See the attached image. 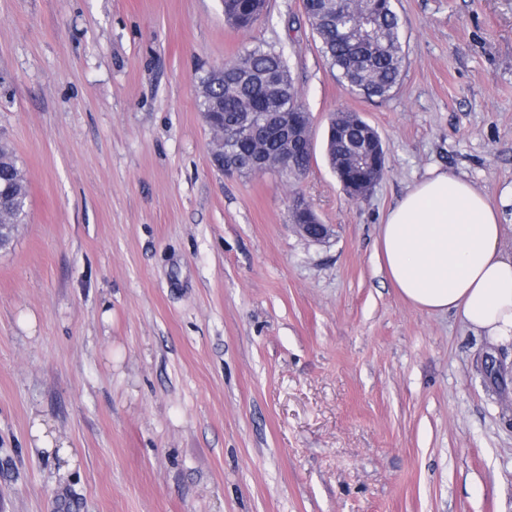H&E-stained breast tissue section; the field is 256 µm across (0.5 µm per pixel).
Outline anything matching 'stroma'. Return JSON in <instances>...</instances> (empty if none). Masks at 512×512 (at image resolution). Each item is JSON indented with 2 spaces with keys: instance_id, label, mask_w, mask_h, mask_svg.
<instances>
[{
  "instance_id": "stroma-1",
  "label": "stroma",
  "mask_w": 512,
  "mask_h": 512,
  "mask_svg": "<svg viewBox=\"0 0 512 512\" xmlns=\"http://www.w3.org/2000/svg\"><path fill=\"white\" fill-rule=\"evenodd\" d=\"M385 100L329 70L302 0L250 30L223 0H0V136L29 186L0 250V512H512V346L401 298L375 256L429 170L512 186V0H395ZM284 53L314 119L300 180L225 175L209 70ZM379 133L354 201L331 113ZM301 193L323 242L289 221ZM71 457L39 448L32 417ZM299 205H302L299 207ZM290 211H300L304 213L305 218L309 219L311 223L315 224H295L297 230L305 237L321 242L328 239L333 234L332 226L329 224H322L319 220L313 206L305 199L295 195L290 201ZM504 363L502 358L495 356L493 353H487L481 361V371L484 382L493 388L499 389L506 385L504 376Z\"/></svg>"
}]
</instances>
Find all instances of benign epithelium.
I'll return each mask as SVG.
<instances>
[{
  "label": "benign epithelium",
  "mask_w": 512,
  "mask_h": 512,
  "mask_svg": "<svg viewBox=\"0 0 512 512\" xmlns=\"http://www.w3.org/2000/svg\"><path fill=\"white\" fill-rule=\"evenodd\" d=\"M205 122L212 133L214 147L212 154L223 155L221 170L227 173H241L246 171L273 172L288 171V144L299 140L308 154H313V121L309 112H248L237 125V138L240 143L252 144L253 139L261 137L269 142L280 145L277 156H269L260 146H255L250 153L242 156L233 151L223 149L224 114L221 112H208L204 116ZM300 211L308 224L296 225L297 230L305 237L321 242L333 234L332 226L322 223L313 206L300 198L290 201V211ZM481 371L484 382L493 388L506 385L503 360L492 353H487L481 361Z\"/></svg>",
  "instance_id": "1"
}]
</instances>
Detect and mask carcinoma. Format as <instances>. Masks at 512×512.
I'll return each instance as SVG.
<instances>
[{
    "mask_svg": "<svg viewBox=\"0 0 512 512\" xmlns=\"http://www.w3.org/2000/svg\"><path fill=\"white\" fill-rule=\"evenodd\" d=\"M305 15L317 35L321 52L340 81L365 99L384 100L399 86L406 68V54L399 34L394 0H303ZM262 10L253 0H224L227 24L248 30ZM210 95L202 98L204 112L219 110L230 122L240 112H305L284 55L261 46L246 48L235 59L201 78ZM344 128L330 142L331 162L342 179L369 183L383 177L385 158L377 155L361 161L353 146L378 132L359 115L341 113ZM27 183L17 166L14 148L0 141V208L7 221L20 217L26 205Z\"/></svg>",
    "mask_w": 512,
    "mask_h": 512,
    "instance_id": "carcinoma-1",
    "label": "carcinoma"
}]
</instances>
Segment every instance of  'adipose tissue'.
<instances>
[{"label": "adipose tissue", "mask_w": 512, "mask_h": 512, "mask_svg": "<svg viewBox=\"0 0 512 512\" xmlns=\"http://www.w3.org/2000/svg\"><path fill=\"white\" fill-rule=\"evenodd\" d=\"M486 194L436 170L387 211L377 257L415 308L452 313L475 334L512 343V250Z\"/></svg>", "instance_id": "adipose-tissue-1"}]
</instances>
